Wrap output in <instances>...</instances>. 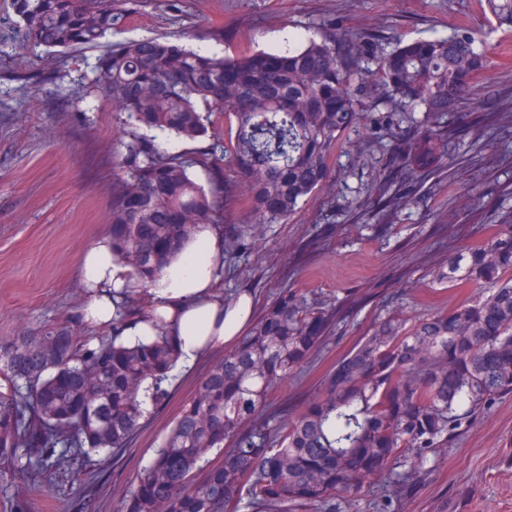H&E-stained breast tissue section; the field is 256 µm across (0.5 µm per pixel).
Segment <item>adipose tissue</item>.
Wrapping results in <instances>:
<instances>
[{
	"mask_svg": "<svg viewBox=\"0 0 512 512\" xmlns=\"http://www.w3.org/2000/svg\"><path fill=\"white\" fill-rule=\"evenodd\" d=\"M87 296L81 308L89 332L111 327L115 292L135 286L127 267L112 258L109 235L88 249L78 270ZM224 281V227L201 225L193 241L154 282L140 290L142 310L126 324L129 342L171 337L182 368L189 369L210 350L236 342L253 319V300L241 295L226 303Z\"/></svg>",
	"mask_w": 512,
	"mask_h": 512,
	"instance_id": "1",
	"label": "adipose tissue"
}]
</instances>
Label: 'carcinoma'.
Returning <instances> with one entry per match:
<instances>
[{"instance_id": "carcinoma-1", "label": "carcinoma", "mask_w": 512, "mask_h": 512, "mask_svg": "<svg viewBox=\"0 0 512 512\" xmlns=\"http://www.w3.org/2000/svg\"><path fill=\"white\" fill-rule=\"evenodd\" d=\"M484 2L491 26L512 31V0ZM11 7L14 42L49 52L95 49L125 20L113 0ZM490 66L471 32L392 43L335 28L236 60L158 38L112 45L83 96L101 95L119 117L113 259L146 285L200 225L241 203L246 221L224 226V263L235 266L260 225L288 222L333 177L347 186L356 171L336 165L350 133L407 156L423 140L454 153L460 143L442 121ZM145 130L211 143L164 150ZM429 284L424 299L456 301L412 315L381 310L291 411L275 389L322 349L329 304L282 289L210 367L137 481L118 491L121 512H309L364 491L375 493L376 512H389L441 463L448 440L512 394V215L435 267ZM469 287L478 293L458 296ZM137 301L130 291L112 335L96 342L79 314L0 341V466L53 484L81 473L100 479L107 460L125 455L167 399L177 361L166 337L124 344Z\"/></svg>"}]
</instances>
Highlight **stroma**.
Here are the masks:
<instances>
[{
    "label": "stroma",
    "mask_w": 512,
    "mask_h": 512,
    "mask_svg": "<svg viewBox=\"0 0 512 512\" xmlns=\"http://www.w3.org/2000/svg\"><path fill=\"white\" fill-rule=\"evenodd\" d=\"M11 0H0V339L79 311L75 273L80 257L106 233L112 199V107L99 97L61 107L30 77L44 66L69 93L92 76V50L36 57L9 41ZM128 18L107 42L166 38L211 55L242 57L285 49L290 34L319 37V23L383 38L414 40L466 29L483 39L493 66L474 82L468 100L448 119L450 136L484 144L441 157L421 152L431 173L409 204L385 220L376 202H352L394 166L391 151L375 147L359 160L349 191L325 192L285 224H266L248 240L234 270L225 272L226 301L252 293L256 307L281 288H296L336 307L329 345L313 364L283 380L276 393L292 408L309 396L317 378L373 325L380 310H413L433 265L482 239L503 220L500 191L512 190V148L489 140L512 123V33L490 27L481 0H125ZM216 351L189 373L175 372L165 404L123 458L110 463L97 492L66 479L34 487L19 471L0 475V512L17 496L27 512H119L117 486L132 481L161 444L184 401L223 358ZM445 461L422 479L394 512H512V395L497 400L444 450Z\"/></svg>",
    "instance_id": "1"
}]
</instances>
